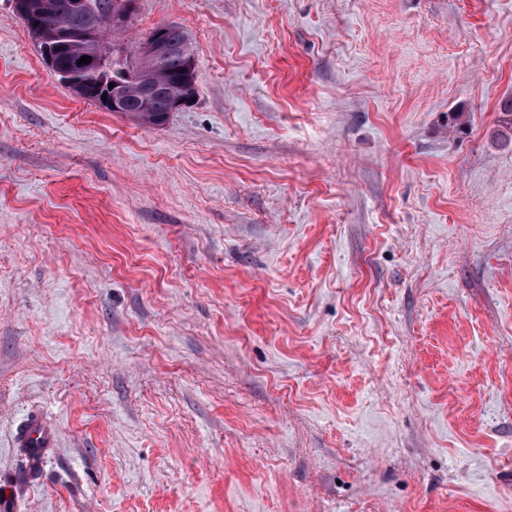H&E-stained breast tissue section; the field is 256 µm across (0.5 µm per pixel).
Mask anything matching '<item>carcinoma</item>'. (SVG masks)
<instances>
[{
	"label": "carcinoma",
	"instance_id": "1",
	"mask_svg": "<svg viewBox=\"0 0 512 512\" xmlns=\"http://www.w3.org/2000/svg\"><path fill=\"white\" fill-rule=\"evenodd\" d=\"M40 2L43 4L44 16L34 15L28 18V22H40L46 16L54 29L68 34V38L52 43L58 69L63 73V76L59 77L60 83L69 89L71 83L79 82L84 88L83 100L89 103L100 102L102 89L98 87L96 79L87 75L84 68L77 65V61L86 50L97 46L106 54L105 65L112 66V77L126 84L127 108L137 112L143 124H155L158 113L139 111L138 84L142 80L143 72L136 69L138 51L127 53L121 62L111 58L112 44L100 41V38L111 33L110 19L113 13L123 7L121 0H87V6L82 9L76 8L75 0ZM162 34L173 47V51L163 62L167 81L156 85L154 89L156 101L160 105L176 91L177 82L184 77L188 60L194 58L190 39L181 27L165 25L162 27ZM499 112L500 121L491 134V143L494 146H508L512 144V97L500 102Z\"/></svg>",
	"mask_w": 512,
	"mask_h": 512
}]
</instances>
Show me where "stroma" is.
<instances>
[{
  "mask_svg": "<svg viewBox=\"0 0 512 512\" xmlns=\"http://www.w3.org/2000/svg\"><path fill=\"white\" fill-rule=\"evenodd\" d=\"M166 24L196 96L143 125L0 0V512H512V0H136L115 39ZM501 113L499 124L491 134V143L494 146H509L512 144V97L500 102ZM20 448H26L27 456L32 462L39 460L47 448H54L55 439L49 429L38 417L32 418L18 438Z\"/></svg>",
  "mask_w": 512,
  "mask_h": 512,
  "instance_id": "1",
  "label": "stroma"
}]
</instances>
